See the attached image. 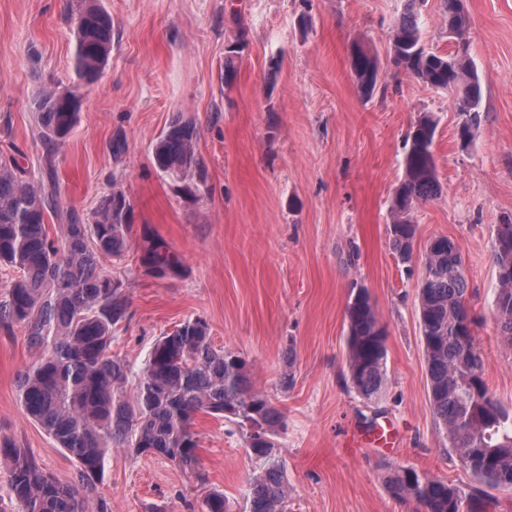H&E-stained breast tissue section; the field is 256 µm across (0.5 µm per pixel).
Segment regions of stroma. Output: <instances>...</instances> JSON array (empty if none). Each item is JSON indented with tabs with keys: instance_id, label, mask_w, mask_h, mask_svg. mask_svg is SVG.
<instances>
[{
	"instance_id": "stroma-1",
	"label": "stroma",
	"mask_w": 512,
	"mask_h": 512,
	"mask_svg": "<svg viewBox=\"0 0 512 512\" xmlns=\"http://www.w3.org/2000/svg\"><path fill=\"white\" fill-rule=\"evenodd\" d=\"M112 15V52L99 81L78 84L67 0H0V148L39 173L34 99L42 87L77 88L78 125L56 158L64 202L90 212L118 185L135 232L163 237L185 263L178 277L120 275L127 320L112 350L139 370L154 342L204 319L215 346L244 357L254 387L284 413L273 442L288 470L293 512H414L385 491L384 464L473 484L441 450L429 411L416 291L430 240L459 244L476 346L494 397L512 407V345L490 309L496 229L512 216V0H467L470 55L484 82L482 120L461 149V117L447 92L385 67L386 89L363 100L349 49L388 55L405 0H101ZM235 77L224 61L236 44ZM438 120L442 191L417 205L411 267L394 254L389 202L403 175L405 138L422 113ZM199 131L207 184L176 195L152 161L153 141L176 116ZM126 149L113 156L115 132ZM368 289L387 332L388 390L368 407L346 385L345 308L352 284ZM24 328L0 322V432L63 483L73 457L30 420L19 377L35 361ZM390 425L399 446L350 450L352 432ZM208 485L237 506L252 470L240 434L209 416L194 422ZM99 494L112 512H190L203 491L167 459L113 449Z\"/></svg>"
}]
</instances>
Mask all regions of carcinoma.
I'll list each match as a JSON object with an SVG mask.
<instances>
[{"instance_id": "cac0c4a2", "label": "carcinoma", "mask_w": 512, "mask_h": 512, "mask_svg": "<svg viewBox=\"0 0 512 512\" xmlns=\"http://www.w3.org/2000/svg\"><path fill=\"white\" fill-rule=\"evenodd\" d=\"M466 0H441L448 42L443 54L426 47L419 5L406 0L391 28L388 57L399 72L446 90L472 141L482 112V81L469 53ZM74 70L81 83L100 77L112 51V15L100 0H72ZM350 69L361 98L381 87L378 57L352 45ZM35 139L41 143V175L34 178L11 153L0 152V266L12 272L0 301V322L24 327L39 356L20 376L25 414L77 462V480L65 484L48 474L10 437L0 435V461L9 470L10 501L17 512H112L95 497L112 449L123 448L176 462L201 484L194 420L203 413L237 425L252 461L243 490V512H290L288 474L272 437L285 415L254 390L247 363L214 345L206 321L177 325L154 343L137 373L112 353L113 330L129 315L123 281L101 267L99 256L120 261L137 247L138 267L163 278L184 272L182 256L147 230L132 234L133 206L112 189L87 213L63 203L56 182V155L80 121L75 91L44 88L34 103ZM436 117L423 113L406 136L404 178L389 205V240L404 263L412 260L422 201L441 193L436 174ZM196 125L177 116L156 139L152 153L162 173L180 182L206 173L196 156ZM54 216L53 239L46 219ZM493 261L497 288L492 313L499 335L512 343V219L497 227ZM417 288L418 322L425 356L430 414L443 451L454 453L475 480L463 488L413 467L389 465L388 495L415 503L421 512H491L493 490H512V408L490 393L475 345V319L466 303L467 279L460 246L438 236L422 258ZM346 363L350 388L367 406L387 392V333L366 289L350 293L346 307ZM224 492L209 490L199 512H227Z\"/></svg>"}]
</instances>
